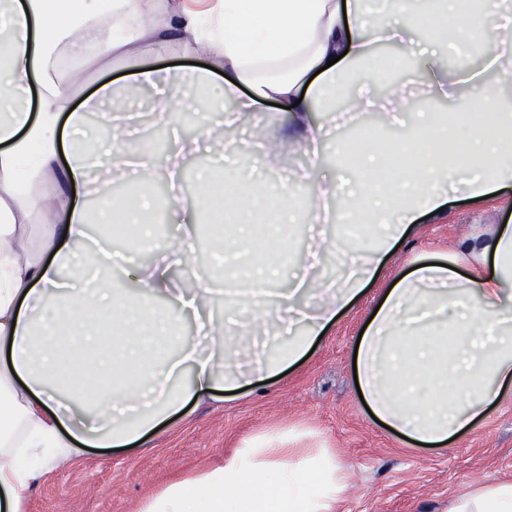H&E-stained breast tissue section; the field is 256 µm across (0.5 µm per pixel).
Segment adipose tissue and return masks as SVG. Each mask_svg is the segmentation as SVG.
<instances>
[{"label":"adipose tissue","instance_id":"1","mask_svg":"<svg viewBox=\"0 0 512 512\" xmlns=\"http://www.w3.org/2000/svg\"><path fill=\"white\" fill-rule=\"evenodd\" d=\"M104 9L113 34L96 54V25L60 26L55 0H0V512H21L46 471L85 449L147 444L173 414L296 366L374 285L419 219L512 187V0H219L207 10L175 4L161 19L145 0H92V12ZM411 26L426 35L422 51L407 44ZM172 41L208 57L199 72L206 84L223 71L222 94L239 111L263 101L289 109L286 139L255 132L265 168L289 144L320 169L331 133L314 113L337 96L348 111L370 108L387 77L386 44L417 56L410 84L452 112L468 101L480 118L432 114L412 135L362 141L365 181L339 214L358 242L350 270L320 288L300 279L280 290L298 210L292 192L249 178L215 195L211 175L193 201L180 198L189 161L223 113L205 117L196 140L159 164L119 123L128 105L111 83L81 98L54 65L62 49L78 68L106 71ZM477 44L482 69L449 71V53ZM359 63L375 78L364 94L347 79ZM490 72L500 80H487ZM180 78L143 68L132 79L152 92L160 124L186 95ZM402 155L412 164L381 179ZM39 182L51 192L31 193ZM93 199L104 203L96 224ZM263 204L276 229L262 264L248 287H216L197 269L200 227L211 228L226 272L237 273L258 240L251 215ZM116 216L127 224L120 234ZM149 246L151 261L140 262ZM376 306L357 350L361 399L412 444L446 446L512 387V224L415 258ZM188 318L191 339L182 334ZM291 440L287 432L250 438L222 468L168 486L140 512H336L348 467L332 449ZM448 512H512V482L480 483Z\"/></svg>","mask_w":512,"mask_h":512}]
</instances>
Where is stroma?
<instances>
[{"mask_svg": "<svg viewBox=\"0 0 512 512\" xmlns=\"http://www.w3.org/2000/svg\"><path fill=\"white\" fill-rule=\"evenodd\" d=\"M180 42L161 52L131 55L110 70L82 71L81 93L103 81L123 79L147 64H191ZM301 148L285 153L279 168H260L257 155L238 147L224 155L227 178L260 175L268 184L288 185V168L305 163ZM512 223V189L481 202L458 201L442 216L424 219L420 233L401 244L402 258L447 247L469 224L488 229ZM325 333L297 366L263 383L261 390L219 406L171 416L145 448L90 449L77 461L48 472L30 492L24 512H139L168 485L223 465L252 436L296 429L301 447L332 448L351 469L352 486L337 512H448L451 501L485 480L512 481V391L445 448H417L389 431L363 405L354 379L357 336L381 284Z\"/></svg>", "mask_w": 512, "mask_h": 512, "instance_id": "35a3bbf8", "label": "stroma"}]
</instances>
